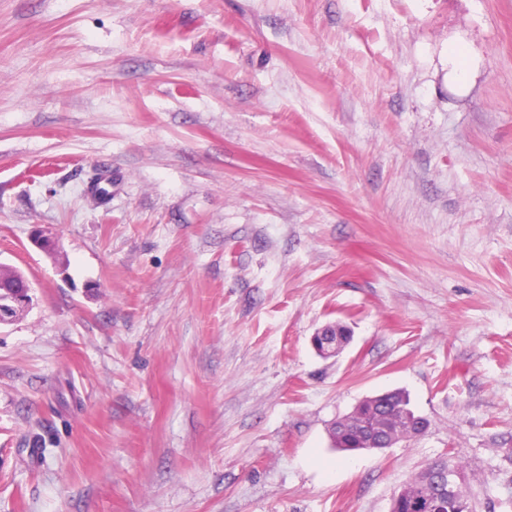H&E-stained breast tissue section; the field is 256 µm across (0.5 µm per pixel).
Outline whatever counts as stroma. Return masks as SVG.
<instances>
[{"instance_id": "1", "label": "stroma", "mask_w": 512, "mask_h": 512, "mask_svg": "<svg viewBox=\"0 0 512 512\" xmlns=\"http://www.w3.org/2000/svg\"><path fill=\"white\" fill-rule=\"evenodd\" d=\"M0 263V512H512V0H0ZM32 305L31 287L27 282L22 287L0 293V325L14 322ZM385 406L379 409V406L371 407L365 403V415L374 422L377 427V433L386 434L394 439L403 435L408 421H412L408 433L404 438L407 439L423 435L428 428V421L422 416L416 415L409 407L410 401L407 393L403 390H393L386 392ZM357 419V420H356ZM356 409L350 414L343 416L336 420V427L341 431H348L349 427L351 431L357 434V438L360 442L358 449L362 450H383L389 448L394 444V440L388 441L387 439H381L376 436L374 432L365 420H358ZM435 469L444 470L451 469V473L462 475L460 464L458 462L440 459L431 463ZM454 474L444 475L443 484L432 485L430 481L425 486L423 481V471L419 472L415 477L402 486L399 490L403 491L401 499L396 506L397 512H418L410 508L411 503L419 497H425L431 500H439L441 508L436 512H474L475 508L472 504L470 496L463 489L462 485L456 484ZM450 487V490H448Z\"/></svg>"}]
</instances>
